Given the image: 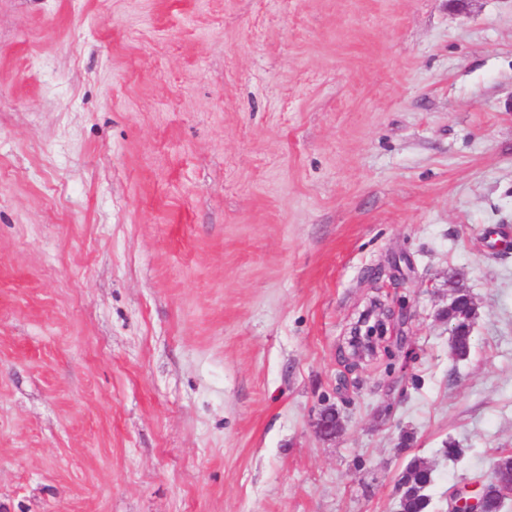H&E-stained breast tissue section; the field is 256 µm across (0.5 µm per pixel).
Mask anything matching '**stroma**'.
Instances as JSON below:
<instances>
[{
	"label": "stroma",
	"instance_id": "obj_1",
	"mask_svg": "<svg viewBox=\"0 0 512 512\" xmlns=\"http://www.w3.org/2000/svg\"><path fill=\"white\" fill-rule=\"evenodd\" d=\"M501 225L512 0H0V512H446L512 452ZM470 294L465 290L458 298V304L447 311L454 327L456 349L461 356L468 358L473 346V323L475 309L468 299ZM431 477V470L419 463H412L406 468L399 480V488L402 491L400 509H403V512H428L429 499L421 501L417 498L413 493V486L418 482H424L425 484L418 486V492L424 493L431 483V480L428 482Z\"/></svg>",
	"mask_w": 512,
	"mask_h": 512
}]
</instances>
